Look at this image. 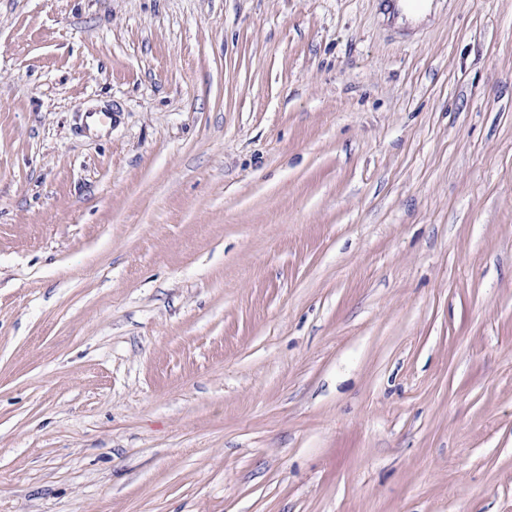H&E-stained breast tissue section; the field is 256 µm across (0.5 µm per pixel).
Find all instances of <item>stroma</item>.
Segmentation results:
<instances>
[{
	"instance_id": "stroma-1",
	"label": "stroma",
	"mask_w": 512,
	"mask_h": 512,
	"mask_svg": "<svg viewBox=\"0 0 512 512\" xmlns=\"http://www.w3.org/2000/svg\"><path fill=\"white\" fill-rule=\"evenodd\" d=\"M0 0V512H512V0Z\"/></svg>"
}]
</instances>
